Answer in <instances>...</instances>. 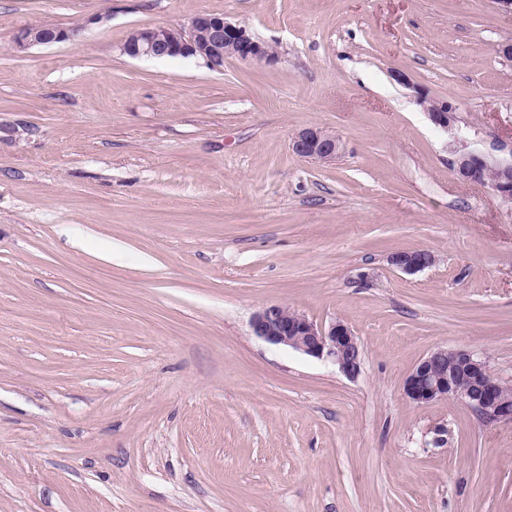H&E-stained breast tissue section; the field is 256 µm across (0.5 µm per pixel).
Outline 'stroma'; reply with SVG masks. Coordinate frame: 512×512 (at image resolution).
<instances>
[{
  "label": "stroma",
  "instance_id": "1",
  "mask_svg": "<svg viewBox=\"0 0 512 512\" xmlns=\"http://www.w3.org/2000/svg\"><path fill=\"white\" fill-rule=\"evenodd\" d=\"M203 11L276 61L122 53ZM37 23L79 34L14 52ZM507 39L494 0H0V512H512V423L403 393L439 347L512 387V209L418 101L511 154ZM269 304L360 376L256 338ZM420 102L424 106L430 121L448 135V132L452 131L454 119L453 112H455V108L453 104L448 101L439 103L427 98H422ZM290 146L297 156L321 163L336 161L343 151V142L338 135L316 125L297 132ZM388 261L390 265L406 274H415L431 267L436 262L435 255L424 249L393 252ZM254 336L274 346H284L304 355L330 359L349 378L361 373L363 348L351 328L334 321L327 328L306 315L281 304L262 307L253 317Z\"/></svg>",
  "mask_w": 512,
  "mask_h": 512
}]
</instances>
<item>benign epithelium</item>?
Instances as JSON below:
<instances>
[{"label": "benign epithelium", "instance_id": "benign-epithelium-1", "mask_svg": "<svg viewBox=\"0 0 512 512\" xmlns=\"http://www.w3.org/2000/svg\"><path fill=\"white\" fill-rule=\"evenodd\" d=\"M78 33L50 24L28 25L12 37V47L22 52L36 45L69 41ZM122 52L130 58L199 57L213 70L224 69L231 57L244 61L271 62L277 58L271 48L256 39L243 25L221 14L202 12L185 27L147 25L135 29ZM430 121L445 132L452 131L455 108L448 101L421 99ZM297 156L321 163L335 161L343 142L335 133L311 125L290 141ZM452 169L457 178L489 188L504 204L512 205V152L500 156L468 145L449 143ZM390 265L406 274L418 273L436 262L424 249L397 251L388 257ZM254 336L274 346H284L304 355L327 358L349 378L361 373L363 348L351 328L335 321L324 328L306 315L281 304L262 307L253 317ZM405 397L417 405L445 399H458L473 409L484 422H512V388L504 385L491 370L485 357L470 349L438 348L423 357L412 369L403 386Z\"/></svg>", "mask_w": 512, "mask_h": 512}]
</instances>
